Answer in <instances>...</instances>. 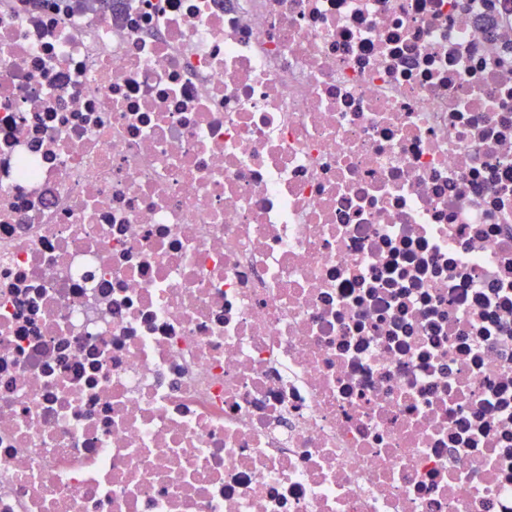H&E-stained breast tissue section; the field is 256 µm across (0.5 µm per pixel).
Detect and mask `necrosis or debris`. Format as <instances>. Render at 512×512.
<instances>
[{"label":"necrosis or debris","mask_w":512,"mask_h":512,"mask_svg":"<svg viewBox=\"0 0 512 512\" xmlns=\"http://www.w3.org/2000/svg\"><path fill=\"white\" fill-rule=\"evenodd\" d=\"M0 512H512V0H0Z\"/></svg>","instance_id":"necrosis-or-debris-1"}]
</instances>
